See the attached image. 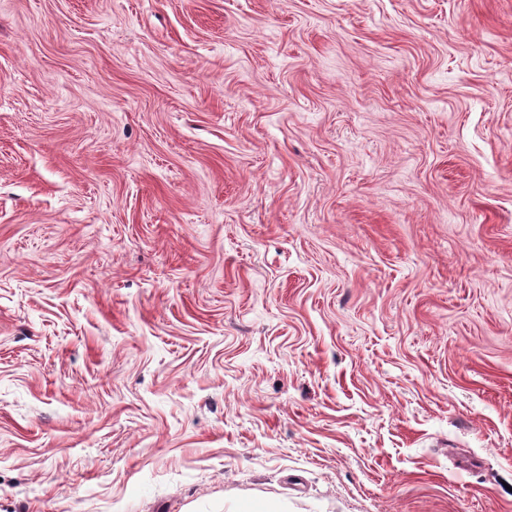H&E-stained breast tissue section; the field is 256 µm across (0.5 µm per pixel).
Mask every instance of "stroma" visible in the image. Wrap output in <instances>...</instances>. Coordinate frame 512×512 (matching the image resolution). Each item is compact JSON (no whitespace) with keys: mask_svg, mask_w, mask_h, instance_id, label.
Returning a JSON list of instances; mask_svg holds the SVG:
<instances>
[{"mask_svg":"<svg viewBox=\"0 0 512 512\" xmlns=\"http://www.w3.org/2000/svg\"><path fill=\"white\" fill-rule=\"evenodd\" d=\"M512 512V0H0V512Z\"/></svg>","mask_w":512,"mask_h":512,"instance_id":"stroma-1","label":"stroma"}]
</instances>
